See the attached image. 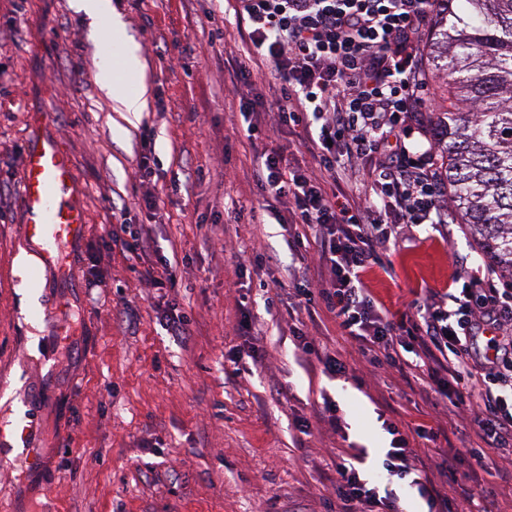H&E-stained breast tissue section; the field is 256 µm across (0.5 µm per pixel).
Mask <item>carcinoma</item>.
Segmentation results:
<instances>
[{"instance_id": "obj_1", "label": "carcinoma", "mask_w": 512, "mask_h": 512, "mask_svg": "<svg viewBox=\"0 0 512 512\" xmlns=\"http://www.w3.org/2000/svg\"><path fill=\"white\" fill-rule=\"evenodd\" d=\"M438 19L429 65L448 78L435 123L455 216L512 277V0H461Z\"/></svg>"}]
</instances>
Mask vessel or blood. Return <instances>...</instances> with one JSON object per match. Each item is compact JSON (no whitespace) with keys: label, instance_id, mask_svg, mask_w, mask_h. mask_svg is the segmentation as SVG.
<instances>
[{"label":"vessel or blood","instance_id":"b4317fda","mask_svg":"<svg viewBox=\"0 0 512 512\" xmlns=\"http://www.w3.org/2000/svg\"><path fill=\"white\" fill-rule=\"evenodd\" d=\"M76 174L60 141L30 139L20 174L23 237L42 245V260L55 264L62 245L83 240L89 224L84 208L73 199Z\"/></svg>","mask_w":512,"mask_h":512}]
</instances>
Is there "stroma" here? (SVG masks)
Segmentation results:
<instances>
[{"instance_id": "1", "label": "stroma", "mask_w": 512, "mask_h": 512, "mask_svg": "<svg viewBox=\"0 0 512 512\" xmlns=\"http://www.w3.org/2000/svg\"><path fill=\"white\" fill-rule=\"evenodd\" d=\"M73 0H0V421L30 423L38 462L0 469L6 512H339L333 482L344 443L367 448L371 477L384 474L395 423L417 457L458 455L445 487L496 489V512H512V476L499 460L476 466L475 434L434 404L426 368L404 364L377 376L321 302L289 311L294 257L289 234L259 210L264 189L254 157L267 141L248 135L243 111L264 112L279 78L247 63L246 27L229 0H112L139 48L147 109L124 121L98 82L107 48L100 26ZM50 112L36 127L31 116ZM155 157V218L141 210L135 177L141 135ZM57 138L75 165V197L90 224L64 248L61 267L39 265L32 298L14 270L22 236L19 174L27 141ZM148 232L143 257L105 241L113 208ZM441 237L421 224L371 265L365 282L395 315H415L428 289L485 265L462 225ZM176 279L146 287L147 266ZM187 317L191 334L168 335L165 319ZM316 352L303 354L300 336ZM254 341L263 360L232 363ZM344 361L325 373L320 356ZM335 404L342 435L317 420ZM311 424L302 434L299 421ZM431 427L430 438L413 428Z\"/></svg>"}]
</instances>
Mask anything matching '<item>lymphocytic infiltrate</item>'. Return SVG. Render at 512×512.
<instances>
[{
  "label": "lymphocytic infiltrate",
  "instance_id": "f902f5d3",
  "mask_svg": "<svg viewBox=\"0 0 512 512\" xmlns=\"http://www.w3.org/2000/svg\"><path fill=\"white\" fill-rule=\"evenodd\" d=\"M439 8L440 0H233L254 55L280 78L271 88L277 110L248 129L265 128L273 142L257 156L262 209L287 202L289 223L313 235L321 281L318 290L299 289V297L308 305L321 299L373 366H398L407 333L419 359L453 355L447 379L434 382L436 403L480 439L473 459L491 451L512 466V279L488 266L464 272L460 287L430 290L407 323L379 307L362 278L401 229L432 224L448 231L425 56ZM287 124L299 128L298 145L311 158L306 169H292L274 143ZM366 158L374 169L362 182L356 171ZM482 334L486 348L473 352L470 341ZM386 430L388 476L410 477L432 510L446 512L453 497L464 512H490L475 502L491 490H438L419 473L398 426ZM365 459L352 447L339 457L341 512H400L391 488L364 478Z\"/></svg>",
  "mask_w": 512,
  "mask_h": 512
}]
</instances>
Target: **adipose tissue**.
<instances>
[{
    "instance_id": "adipose-tissue-1",
    "label": "adipose tissue",
    "mask_w": 512,
    "mask_h": 512,
    "mask_svg": "<svg viewBox=\"0 0 512 512\" xmlns=\"http://www.w3.org/2000/svg\"><path fill=\"white\" fill-rule=\"evenodd\" d=\"M78 10L93 17L108 19L107 35L121 47V53L116 61L102 60L99 81L103 90L111 95L121 111L135 116L146 107L142 94L129 92L123 82L125 74L140 69L141 60L138 48L129 43L122 21L112 10L111 0H74Z\"/></svg>"
}]
</instances>
